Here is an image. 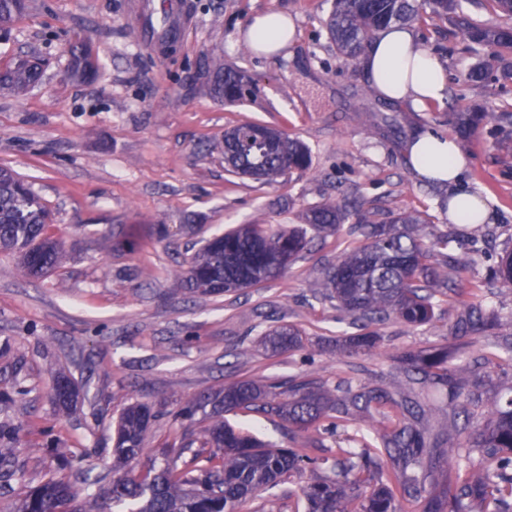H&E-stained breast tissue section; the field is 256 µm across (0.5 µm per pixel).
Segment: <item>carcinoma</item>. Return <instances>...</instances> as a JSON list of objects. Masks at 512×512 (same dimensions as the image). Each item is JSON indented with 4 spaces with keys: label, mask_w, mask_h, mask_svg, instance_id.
Instances as JSON below:
<instances>
[{
    "label": "carcinoma",
    "mask_w": 512,
    "mask_h": 512,
    "mask_svg": "<svg viewBox=\"0 0 512 512\" xmlns=\"http://www.w3.org/2000/svg\"><path fill=\"white\" fill-rule=\"evenodd\" d=\"M28 8L27 0H0V39L6 38L13 22ZM441 20L448 30L462 32L477 47L497 50L500 66L480 61L469 71L473 85L512 80V26L489 25L464 11L462 0H333L323 21L336 51L355 59L374 34L391 25ZM72 72L85 81L94 78L96 61L81 40L68 49ZM207 70L220 78L214 91L230 102L253 93L241 86L236 73L224 71V60L204 58ZM41 78L35 65L24 62L0 67V89L21 94ZM504 134L512 126V103L504 100L498 111L467 105L453 113L454 132L470 138L487 120ZM252 123L235 126L227 133L224 147L233 151L231 171L260 173L270 183L292 170L310 165L308 148L298 139L278 132L279 145L268 148L249 141ZM350 217L334 202H325L307 215L309 229L324 238L338 232ZM49 213L30 185L14 171L0 167V253L17 256L27 276H44L59 262L57 241L48 233ZM307 229V230H309ZM305 229H279L272 224H241L234 230L203 240L190 258L183 275L187 289L200 296H217L251 288L282 276L311 239ZM363 239L345 250L336 263L323 272V297L336 302V310L367 327L391 315L406 324L425 325L447 296L448 267L458 261L447 254L448 237L426 240L418 222L410 215L396 224H372L361 228ZM466 287L454 289L458 296L474 297L494 281L512 284V252L502 255L492 276L464 278ZM495 321V315L470 306L454 326L455 335L465 337ZM272 351L285 352L301 343L300 330L282 326L265 333ZM377 333L368 332L344 341L340 349L357 355L373 347ZM410 371L446 392L448 403L464 395L463 375L469 362L461 358L448 364V353L419 351L405 357ZM54 399L65 409L77 397L76 389L58 376ZM390 407L396 420L362 448L336 446L333 478L312 482L302 490L303 512H400V501L422 502V512H512V398L498 405L485 425L471 427L465 443L446 451L451 475L442 490L425 494L415 472L430 467L425 438L418 427L423 406L412 400L397 401L383 388L352 391L340 385L330 394L313 381H300L283 391H268L252 380L242 379L224 388L204 393L185 404L177 417L207 423L200 449L179 467L166 463L152 468L142 478L120 475L99 492L80 502L69 480L52 476L30 489L14 512H236L246 497L278 481L289 480L318 460L290 448H269L249 432L224 419L228 412L244 416L262 415L272 421L285 420L299 429L324 426L329 433L352 420V409ZM156 419L152 408L131 403L122 411L115 430L113 453L123 464L145 448L149 428ZM481 461L476 466L475 460ZM356 501L351 511L348 505Z\"/></svg>",
    "instance_id": "obj_1"
}]
</instances>
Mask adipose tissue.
<instances>
[{
  "label": "adipose tissue",
  "mask_w": 512,
  "mask_h": 512,
  "mask_svg": "<svg viewBox=\"0 0 512 512\" xmlns=\"http://www.w3.org/2000/svg\"><path fill=\"white\" fill-rule=\"evenodd\" d=\"M247 36L258 53L269 57L293 45L295 25L288 15L267 11L253 17ZM361 66L375 95L386 101L420 108L443 101L448 92L439 60L420 46L408 27L393 26L378 33L362 55ZM407 157L421 178L447 184L450 223L486 222V202L463 184L466 159L455 139L420 134L408 142Z\"/></svg>",
  "instance_id": "adipose-tissue-1"
}]
</instances>
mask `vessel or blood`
<instances>
[{"mask_svg":"<svg viewBox=\"0 0 512 512\" xmlns=\"http://www.w3.org/2000/svg\"><path fill=\"white\" fill-rule=\"evenodd\" d=\"M133 30L145 46H160L184 31L192 16L188 0H132Z\"/></svg>","mask_w":512,"mask_h":512,"instance_id":"b4317fda","label":"vessel or blood"}]
</instances>
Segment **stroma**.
Returning <instances> with one entry per match:
<instances>
[{"mask_svg": "<svg viewBox=\"0 0 512 512\" xmlns=\"http://www.w3.org/2000/svg\"><path fill=\"white\" fill-rule=\"evenodd\" d=\"M129 2L29 0L0 43V65L24 59L41 68L25 94L0 89V165L42 198L61 242L56 269L42 278L25 276L16 257L0 254V446L15 451L13 465L0 466V512L53 475L73 482L87 470L111 475L112 427L128 404L146 402L159 413L145 452L123 467L138 475L170 456L171 445L198 437L200 424L175 412L238 379L398 390L404 353L443 347L449 357L475 358L512 335V285L496 284L479 301L498 319L480 334L454 335L471 302L465 296L422 326L390 318L377 325L380 340L369 352L344 354L338 345L354 328L321 293L323 268L354 241L345 228L314 240L282 277L262 286L205 298L185 289L176 274L201 238L237 224L302 227L308 211L328 201L370 224L417 217L428 238L450 234L455 256L487 275L512 249V149L498 148L486 129L462 144L464 183L491 206L488 235L472 240L469 227L448 221L447 187L421 179L405 155L418 132L451 135L450 103L416 111L378 98L359 60L340 56L321 24L332 0H190L196 23L173 52L138 45ZM264 11L295 24L296 42L285 54L257 55L244 37ZM414 31L440 59L449 94L498 106V96L466 81L492 49L476 54L462 35ZM78 38L99 59L90 82L69 75L67 48ZM207 55L249 76L253 95L236 103L215 96L202 66ZM244 122L302 141L310 168L273 183L229 173L224 131ZM159 224L168 237H157ZM280 325L297 327L302 341L272 354L263 335ZM57 376L78 391L70 409L53 399ZM468 384L482 396L469 417L476 423L512 396L508 370H476ZM412 396L427 411L428 446L441 453L465 439L466 417L445 394L418 384ZM251 431L279 447H306L322 461L336 452L333 438L306 445L315 429L282 420L255 419ZM331 474L323 463L248 497L238 512H296L302 488Z\"/></svg>", "mask_w": 512, "mask_h": 512, "instance_id": "1", "label": "stroma"}]
</instances>
